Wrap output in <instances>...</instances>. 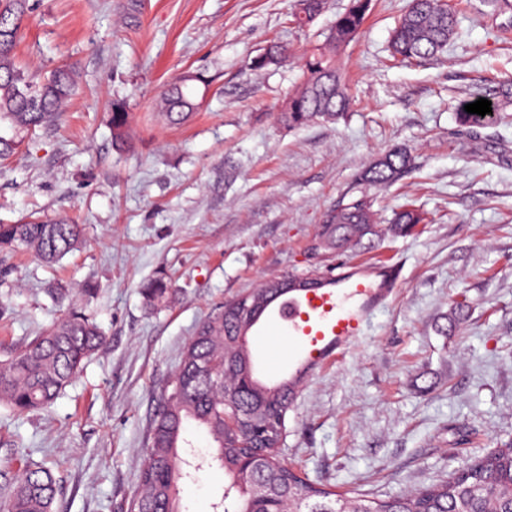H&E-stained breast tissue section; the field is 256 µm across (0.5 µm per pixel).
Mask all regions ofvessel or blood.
<instances>
[{"instance_id": "b4317fda", "label": "vessel or blood", "mask_w": 512, "mask_h": 512, "mask_svg": "<svg viewBox=\"0 0 512 512\" xmlns=\"http://www.w3.org/2000/svg\"><path fill=\"white\" fill-rule=\"evenodd\" d=\"M378 281L355 271L337 272L320 286L289 293L277 309L275 324L304 337L307 354H295L299 368L333 357L354 337L363 335L372 310L381 300Z\"/></svg>"}]
</instances>
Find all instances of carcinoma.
Wrapping results in <instances>:
<instances>
[{
    "label": "carcinoma",
    "mask_w": 512,
    "mask_h": 512,
    "mask_svg": "<svg viewBox=\"0 0 512 512\" xmlns=\"http://www.w3.org/2000/svg\"><path fill=\"white\" fill-rule=\"evenodd\" d=\"M372 0H350L337 16L324 43L306 53L300 83L280 109L281 122L290 129L315 119L337 120L352 107L336 64L337 52L361 33ZM306 16L293 15L305 27L320 16L326 0H310ZM29 0H0V125L12 135L0 134V159L14 155L18 134L58 120L71 100L74 81L61 66L48 78L25 77L15 49L29 18ZM458 34L456 12L448 0H411L392 30L389 52L395 60L436 58L448 51ZM293 50L273 42L253 59V68L279 65ZM206 80L188 72L167 84L159 97L161 111L179 124L198 109V85ZM481 98L462 100L459 123L481 128L498 118L496 103L485 116L469 114L464 106ZM129 114L112 102L111 125L116 144L125 142ZM412 168L410 153L397 147L371 163L359 176L369 186L391 184ZM427 219L413 204L393 212L389 224H380L372 200L365 194L329 210L310 244L321 256L309 272L275 279L283 285L306 286L325 276V262L384 233L408 236ZM83 243L81 227L65 218L34 219L23 224H0V249L18 248L46 264H55ZM97 286L80 289L82 302L69 306L60 321L40 331L20 349L0 360V404L18 413L43 409L54 402L81 372L85 361L105 342V336L86 307ZM144 299L165 301L171 285L164 278L142 289ZM278 289L264 283L245 294V305L234 300L203 323L186 348L181 365L169 382L161 410L153 420L150 447L140 468V491L131 500L134 512H179L178 482L183 477L180 448L190 444L187 423L206 430L212 441V460L224 469V512H512V438L470 457L465 466L448 473L441 483L380 499L365 494L344 498L299 476L279 462L284 439L274 429L286 420L296 397L297 381L269 386L250 373L248 315H262ZM58 493L56 479L45 467L30 465L16 479L0 512H52Z\"/></svg>",
    "instance_id": "cac0c4a2"
}]
</instances>
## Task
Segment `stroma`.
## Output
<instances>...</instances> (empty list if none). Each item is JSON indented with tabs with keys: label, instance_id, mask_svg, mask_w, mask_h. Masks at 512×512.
Instances as JSON below:
<instances>
[{
	"label": "stroma",
	"instance_id": "1",
	"mask_svg": "<svg viewBox=\"0 0 512 512\" xmlns=\"http://www.w3.org/2000/svg\"><path fill=\"white\" fill-rule=\"evenodd\" d=\"M17 47L25 75L70 68L61 121L25 135L0 160V224L64 215L84 243L54 266L0 249V359L56 322L58 289L95 283L106 342L48 409L0 407V501L31 464L51 468L55 512H127L164 388L197 327L260 282L311 268L307 245L326 212L359 195L374 159L406 148L412 171L372 189L381 218L412 201L428 223L348 252L343 264L399 272L363 336L304 373L286 419L284 463L349 496L431 486L470 455L512 437V102L503 120L461 126L460 99L512 80V0H464L441 60L390 64V31L409 0H376L339 55L355 96L336 121L291 129L277 114L304 55L349 0H326L307 28L297 0H30ZM273 41L293 58L252 68ZM203 73L200 108L171 125L159 92ZM129 112L112 141L113 101ZM174 290L148 307L142 287ZM459 330L447 331L456 304ZM193 478L181 512H213L224 472L189 427Z\"/></svg>",
	"mask_w": 512,
	"mask_h": 512
}]
</instances>
